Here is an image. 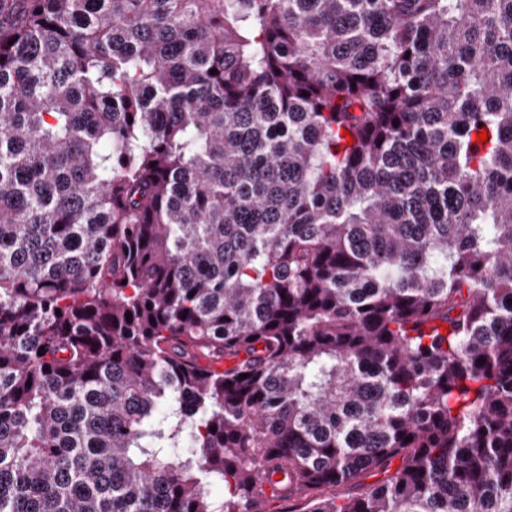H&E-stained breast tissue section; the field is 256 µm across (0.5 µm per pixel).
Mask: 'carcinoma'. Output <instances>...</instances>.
I'll use <instances>...</instances> for the list:
<instances>
[{
  "mask_svg": "<svg viewBox=\"0 0 512 512\" xmlns=\"http://www.w3.org/2000/svg\"><path fill=\"white\" fill-rule=\"evenodd\" d=\"M274 500L512 512V0H0V512Z\"/></svg>",
  "mask_w": 512,
  "mask_h": 512,
  "instance_id": "obj_1",
  "label": "carcinoma"
}]
</instances>
